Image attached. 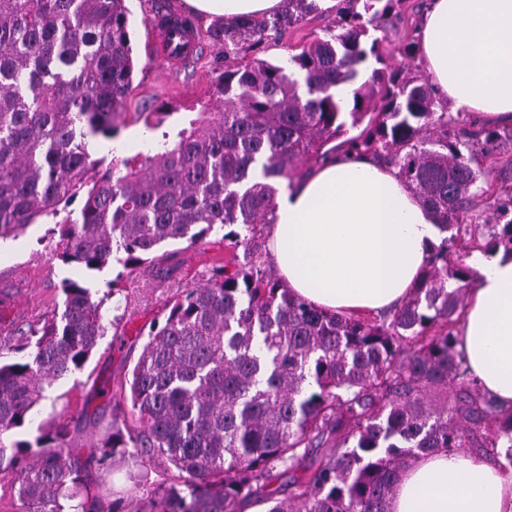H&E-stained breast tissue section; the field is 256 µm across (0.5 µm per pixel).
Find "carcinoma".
Wrapping results in <instances>:
<instances>
[{
	"instance_id": "obj_1",
	"label": "carcinoma",
	"mask_w": 512,
	"mask_h": 512,
	"mask_svg": "<svg viewBox=\"0 0 512 512\" xmlns=\"http://www.w3.org/2000/svg\"><path fill=\"white\" fill-rule=\"evenodd\" d=\"M363 2V11L356 3ZM394 0H336L335 17L280 65L254 57L224 71L214 96L175 137L98 168L89 140L126 124L135 62L124 0H0V238L17 236L86 190L80 220L49 230L64 263L131 274L168 241L199 244L227 229L231 258L201 286L178 289L150 326L114 415L89 451L71 450L60 424L20 437L45 388L83 369L108 329L107 296L72 280L53 310L0 341V474L19 475L21 512H119L103 475L134 448L165 459L182 481L159 488L148 512H238L273 502L281 468L294 512H388L400 472L424 453L469 449L512 458V410L473 377L457 349L470 267L448 246L512 257V191L491 190L512 129L470 130L431 84L385 68L367 41ZM320 10L287 0L269 18L217 27L224 56ZM304 93H299V88ZM363 125L355 136L349 128ZM397 169L456 230L432 254L421 285L394 313L341 316L294 296L275 276L261 229L281 182L292 185L343 150ZM488 201L492 214L475 213ZM488 227L481 242L472 228ZM240 229H234V226ZM333 452L311 463L310 449Z\"/></svg>"
}]
</instances>
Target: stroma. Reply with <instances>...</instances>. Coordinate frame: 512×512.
<instances>
[{
    "label": "stroma",
    "instance_id": "stroma-1",
    "mask_svg": "<svg viewBox=\"0 0 512 512\" xmlns=\"http://www.w3.org/2000/svg\"><path fill=\"white\" fill-rule=\"evenodd\" d=\"M428 0H401L385 22L375 31L391 69L405 76L426 78L420 56L403 53L414 28L420 26ZM129 31L137 59L133 84L124 106L128 112L164 113L163 130L177 132L185 113L196 111L207 101L213 86L224 76L228 64L223 42L210 36L214 22L194 17L204 46L200 54L177 69H169L154 59L149 31L150 17L161 8L183 12V0H125ZM327 14H311L298 26L282 30L279 36L262 44L259 55L270 61L288 57L292 47L321 33L330 22ZM53 216L38 217L35 224L13 240L10 253H0V334L22 321H31L41 314L60 308L64 296L62 281L71 279L90 288L96 296L105 297V317L124 315L128 325L121 336H105L98 344L84 370L56 382L46 391L47 397L36 407L25 425V436L34 439L41 430L66 423L76 428L71 445L86 452L92 443L91 426L85 425L83 407H104L106 414L129 412L126 402L106 403L97 394L99 386L116 391L142 352L144 341L137 337L140 328L162 320L164 304L177 288L200 284L206 268L216 260H225L231 252L225 248L221 232H214L205 242L191 246L184 242L165 244L164 252L172 256L175 270L170 280L153 277L149 267L132 278L117 280L119 265L103 271H90L77 264L63 263L44 236L53 226ZM175 470L167 462L140 455L127 456L115 464L111 473L115 490L124 494L127 512L145 507L159 485L169 484Z\"/></svg>",
    "mask_w": 512,
    "mask_h": 512
}]
</instances>
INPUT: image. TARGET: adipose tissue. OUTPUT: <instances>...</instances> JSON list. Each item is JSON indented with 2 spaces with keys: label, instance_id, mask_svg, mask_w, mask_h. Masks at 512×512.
<instances>
[{
  "label": "adipose tissue",
  "instance_id": "ef3b65f1",
  "mask_svg": "<svg viewBox=\"0 0 512 512\" xmlns=\"http://www.w3.org/2000/svg\"><path fill=\"white\" fill-rule=\"evenodd\" d=\"M227 23L281 12L286 0H184ZM436 93L477 120L512 126V0H430L419 29ZM395 169L353 153L320 164L277 199L273 265L288 290L342 315L384 310L418 286L440 231ZM460 351L484 390L512 409V258L474 254ZM390 512H512V465L438 451L401 474Z\"/></svg>",
  "mask_w": 512,
  "mask_h": 512
}]
</instances>
